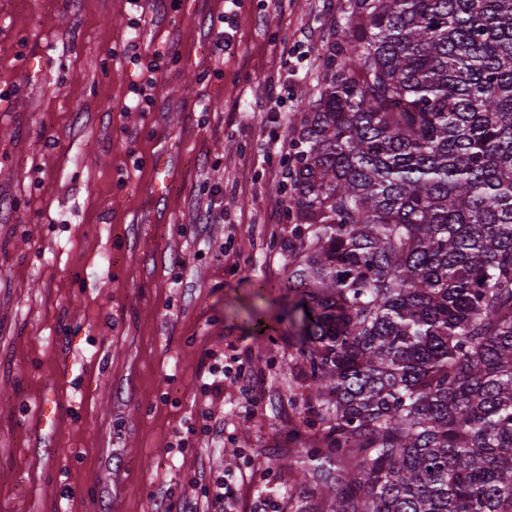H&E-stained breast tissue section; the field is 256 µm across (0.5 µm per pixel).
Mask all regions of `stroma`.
<instances>
[{
	"label": "stroma",
	"mask_w": 512,
	"mask_h": 512,
	"mask_svg": "<svg viewBox=\"0 0 512 512\" xmlns=\"http://www.w3.org/2000/svg\"><path fill=\"white\" fill-rule=\"evenodd\" d=\"M345 5L243 0L230 27L224 0H0V512H209L210 473L227 512L310 494L283 466L306 391L269 193ZM160 55H154V59L146 66V76L140 83L133 86V92L137 96V104L143 112L149 111L154 103V91L157 86V77L161 69Z\"/></svg>",
	"instance_id": "stroma-1"
}]
</instances>
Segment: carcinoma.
I'll return each mask as SVG.
<instances>
[{
	"label": "carcinoma",
	"mask_w": 512,
	"mask_h": 512,
	"mask_svg": "<svg viewBox=\"0 0 512 512\" xmlns=\"http://www.w3.org/2000/svg\"><path fill=\"white\" fill-rule=\"evenodd\" d=\"M323 70L271 194L295 512H512V0H347Z\"/></svg>",
	"instance_id": "obj_1"
}]
</instances>
